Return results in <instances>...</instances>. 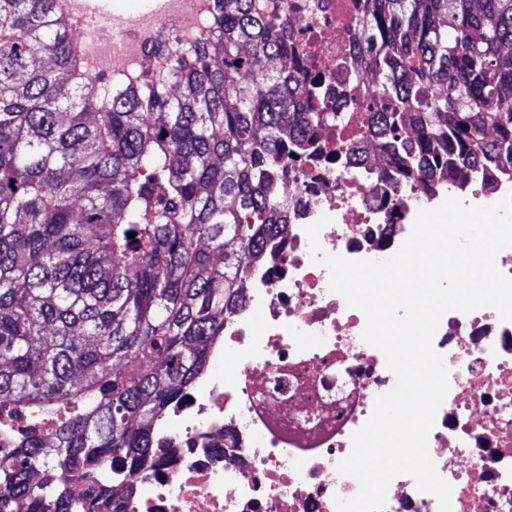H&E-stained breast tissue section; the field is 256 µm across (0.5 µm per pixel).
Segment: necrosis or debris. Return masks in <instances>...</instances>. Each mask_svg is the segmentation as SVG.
<instances>
[{"label":"necrosis or debris","mask_w":512,"mask_h":512,"mask_svg":"<svg viewBox=\"0 0 512 512\" xmlns=\"http://www.w3.org/2000/svg\"><path fill=\"white\" fill-rule=\"evenodd\" d=\"M90 80L140 81L165 61L146 58L149 39L170 55L208 34L213 0H157L116 17L87 0H61ZM309 74L327 79L318 112L345 113L316 130L286 183L288 222L265 260L243 261V306L224 317L209 369L155 425V470L140 476L122 512H337L358 481L337 465L395 384L383 354L363 339L365 314L329 290L311 258L308 225L325 253L382 260L408 238L419 210L456 196L454 180L433 194L397 179L394 162L371 153L373 87L358 72L350 39L358 0H284ZM449 392L428 436L438 474L452 486V512H512V320L492 307L447 312L434 337ZM385 512H439L407 474L389 485Z\"/></svg>","instance_id":"1"}]
</instances>
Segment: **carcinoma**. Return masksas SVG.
Segmentation results:
<instances>
[{
	"instance_id": "1",
	"label": "carcinoma",
	"mask_w": 512,
	"mask_h": 512,
	"mask_svg": "<svg viewBox=\"0 0 512 512\" xmlns=\"http://www.w3.org/2000/svg\"><path fill=\"white\" fill-rule=\"evenodd\" d=\"M352 39L397 177L512 178V0H362ZM298 56L284 0H214L209 35L152 83L95 88L60 0H0V409L74 407L0 460V512H106L155 468V423L333 119L303 100L320 81Z\"/></svg>"
}]
</instances>
